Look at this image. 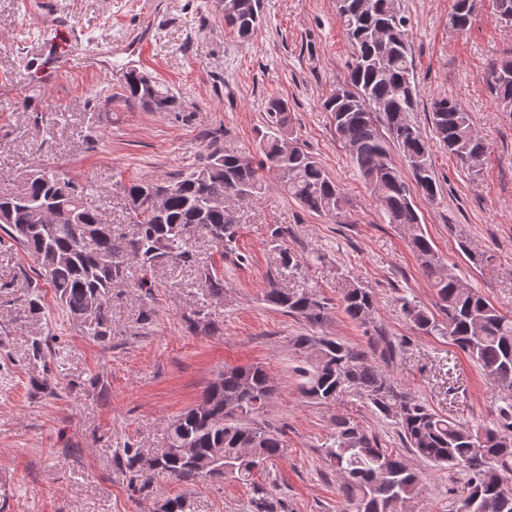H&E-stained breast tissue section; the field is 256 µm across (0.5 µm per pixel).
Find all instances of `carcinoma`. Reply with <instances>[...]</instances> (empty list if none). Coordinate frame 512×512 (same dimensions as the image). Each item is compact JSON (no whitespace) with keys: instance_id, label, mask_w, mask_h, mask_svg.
Here are the masks:
<instances>
[{"instance_id":"cac0c4a2","label":"carcinoma","mask_w":512,"mask_h":512,"mask_svg":"<svg viewBox=\"0 0 512 512\" xmlns=\"http://www.w3.org/2000/svg\"><path fill=\"white\" fill-rule=\"evenodd\" d=\"M476 0H455L448 25L464 32ZM345 36L354 48L348 82L325 99L338 139L351 149L360 177L372 189L385 220L414 230L409 247L425 270L445 322L404 301L403 310L420 331L441 332L480 368L491 383L512 389V313L502 312L479 290L461 283L455 267L442 262L421 232L420 217L387 142L398 146L417 190L428 200L439 193L428 141L410 118L417 106L414 67L406 16L394 0H336ZM262 21V0H224V27L249 40ZM484 79L497 108L512 116V51L488 64ZM123 96L151 112H178L181 103L163 84L131 71ZM268 132L261 135L258 158L226 154L212 137L199 165L171 182L134 181L127 187L136 232L128 240L112 237L103 222L100 201L57 168L41 165L26 172L21 187L0 195V228L34 259L39 277L56 300L99 339L112 335V289L125 284L123 255L130 251L151 268L166 258L193 259L192 236L206 232L228 245L235 238L233 218L215 198L256 199L266 190L265 172L278 175L281 188L300 206L336 220L344 217L346 198L320 161L303 149L289 131L287 104L269 100ZM435 135L469 175L480 171L488 150L470 113L443 94L431 106ZM294 143L282 155L284 141ZM161 197L159 207L150 197ZM278 276H293L296 255L280 249ZM266 301L284 312L318 324L325 303L303 290L281 288L268 280ZM349 318L368 328V349L327 336H298L294 346L310 350L314 363L297 369L303 393L317 404L336 402L343 389L360 390L371 409L396 425L415 457L459 469L460 512H512V403L497 409L492 426L473 428L436 413L414 397L396 390L378 362L390 363L401 343L372 319L374 293L357 283L340 292ZM275 388L259 365L227 367L203 401L183 412L169 430V446L141 464L144 451L127 446L116 463L130 474L135 493L150 492L157 477L191 482L201 476L247 483L256 470L281 458L283 432L257 416L267 411ZM339 478V490L355 512H402L419 494L422 475L399 454L381 446L375 435L348 416L338 415L323 448Z\"/></svg>"}]
</instances>
